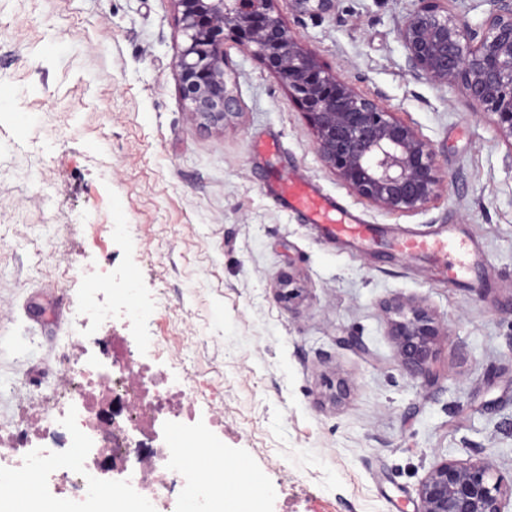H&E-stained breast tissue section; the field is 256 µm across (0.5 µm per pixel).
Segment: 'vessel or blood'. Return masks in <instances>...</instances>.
I'll use <instances>...</instances> for the list:
<instances>
[{"label":"vessel or blood","instance_id":"1","mask_svg":"<svg viewBox=\"0 0 512 512\" xmlns=\"http://www.w3.org/2000/svg\"><path fill=\"white\" fill-rule=\"evenodd\" d=\"M274 191L287 208L300 211L310 223L323 225L325 231L336 238L364 241L373 233L371 225L359 223L348 210L309 185L290 179L277 182ZM398 246L407 253L433 251L444 254L448 251V243L444 240L431 242L406 238L400 240Z\"/></svg>","mask_w":512,"mask_h":512}]
</instances>
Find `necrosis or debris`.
I'll return each mask as SVG.
<instances>
[{"mask_svg": "<svg viewBox=\"0 0 512 512\" xmlns=\"http://www.w3.org/2000/svg\"><path fill=\"white\" fill-rule=\"evenodd\" d=\"M104 350V366L63 362L67 390L37 400L19 424L0 430L1 491L52 472L74 498L111 497L115 477L157 497L203 447L192 431L174 442L159 432L168 415L190 406L188 384L133 361L118 339Z\"/></svg>", "mask_w": 512, "mask_h": 512, "instance_id": "necrosis-or-debris-1", "label": "necrosis or debris"}]
</instances>
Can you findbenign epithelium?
Wrapping results in <instances>:
<instances>
[{
	"instance_id": "obj_1",
	"label": "benign epithelium",
	"mask_w": 512,
	"mask_h": 512,
	"mask_svg": "<svg viewBox=\"0 0 512 512\" xmlns=\"http://www.w3.org/2000/svg\"><path fill=\"white\" fill-rule=\"evenodd\" d=\"M187 38L175 61L190 120L223 127L239 114L226 81L224 32L256 47L262 64L305 110L314 148L324 166L357 197L386 211H418L448 187L429 141L399 120L382 98L363 96L325 68L284 25L276 0H172ZM299 13L333 15L337 0H292ZM439 0H420L399 36L411 75L456 85L466 104L495 117L512 161V0H493L484 28L473 29L442 13ZM390 322L400 366L413 378L431 376L443 328L431 311L392 300ZM420 512H505L512 477L487 459H438L421 483Z\"/></svg>"
}]
</instances>
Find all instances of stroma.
<instances>
[{
    "label": "stroma",
    "mask_w": 512,
    "mask_h": 512,
    "mask_svg": "<svg viewBox=\"0 0 512 512\" xmlns=\"http://www.w3.org/2000/svg\"><path fill=\"white\" fill-rule=\"evenodd\" d=\"M418 0H339L335 15L275 7L290 33L362 95L382 97L455 180L425 209L383 211L325 168L312 129L253 49L224 39L240 115L203 130L185 112L171 0H0V428L61 387L82 336L167 340L223 425L195 429L246 465L255 512H419L437 457L512 473V165L492 116L414 79L398 37ZM309 182L376 234L350 246L269 196ZM124 225L114 236L110 225ZM454 228L478 258L408 254L402 237ZM133 281L82 322L77 266ZM297 296L284 300L286 287ZM431 310L445 335L430 379L402 370L385 300ZM157 310L143 323L136 308ZM352 390L336 397L338 382Z\"/></svg>",
    "instance_id": "1"
}]
</instances>
